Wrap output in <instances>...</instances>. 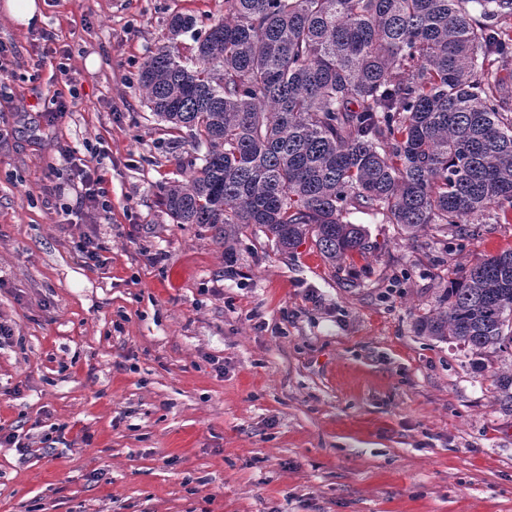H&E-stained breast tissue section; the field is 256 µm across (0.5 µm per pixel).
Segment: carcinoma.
I'll return each instance as SVG.
<instances>
[{"label":"carcinoma","mask_w":512,"mask_h":512,"mask_svg":"<svg viewBox=\"0 0 512 512\" xmlns=\"http://www.w3.org/2000/svg\"><path fill=\"white\" fill-rule=\"evenodd\" d=\"M512 0H224L198 30L176 13L142 65L150 110L201 164L160 187L175 224L247 229L331 265L372 245L368 211L415 239L512 214ZM191 34V55L178 38ZM419 333L484 355L512 346V248L455 278ZM512 411V373L493 380Z\"/></svg>","instance_id":"carcinoma-1"}]
</instances>
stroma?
<instances>
[{"label":"stroma","instance_id":"obj_1","mask_svg":"<svg viewBox=\"0 0 512 512\" xmlns=\"http://www.w3.org/2000/svg\"><path fill=\"white\" fill-rule=\"evenodd\" d=\"M0 0V512H512V412L492 394L512 348L476 356L419 336L450 281L512 248V223L409 240L365 213L368 258L332 267L312 241L277 252L246 230L225 259L176 224L159 187L182 179L136 85L178 12L224 0ZM77 103L49 120L58 56ZM106 150L112 211L91 267L63 148ZM161 255L160 263L149 260ZM5 8L14 21L25 26L44 20L41 5L37 0H7Z\"/></svg>","mask_w":512,"mask_h":512}]
</instances>
